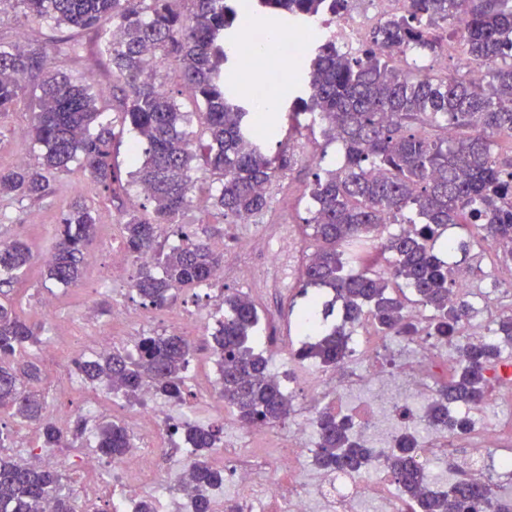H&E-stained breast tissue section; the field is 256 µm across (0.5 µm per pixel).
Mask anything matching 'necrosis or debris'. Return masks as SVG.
Returning a JSON list of instances; mask_svg holds the SVG:
<instances>
[{"label":"necrosis or debris","mask_w":512,"mask_h":512,"mask_svg":"<svg viewBox=\"0 0 512 512\" xmlns=\"http://www.w3.org/2000/svg\"><path fill=\"white\" fill-rule=\"evenodd\" d=\"M375 2L379 9L374 14L344 15L321 26L320 35L361 43L397 0ZM449 295L476 302L477 318L462 329L458 343H439L425 335L379 336L362 326L349 338L348 366L326 372L307 364L303 410L289 423L281 450L254 448L256 428L226 429L223 447L213 458L224 470V482L209 494L211 512H226L232 504L239 512H407L397 483L382 464L359 471L313 468L319 444L313 417L325 406L351 418L353 437L368 448H393L403 433H413L419 442L416 463L428 489L447 492L460 480L485 483L492 489L495 512H512V386L500 397L467 408L465 428H434L422 419L432 384L447 379L462 345L491 342V326L500 311L477 281L459 279ZM125 419L136 448L113 459L108 477L98 457L82 456L88 480L76 487L75 497L105 501L109 512H140L146 504L156 510L170 487L182 483L194 457L185 450L173 466L156 468L155 458L169 451L170 416L151 398L128 409Z\"/></svg>","instance_id":"4bbe7bcc"}]
</instances>
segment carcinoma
I'll return each instance as SVG.
<instances>
[{
  "instance_id": "cac0c4a2",
  "label": "carcinoma",
  "mask_w": 512,
  "mask_h": 512,
  "mask_svg": "<svg viewBox=\"0 0 512 512\" xmlns=\"http://www.w3.org/2000/svg\"><path fill=\"white\" fill-rule=\"evenodd\" d=\"M25 17L53 28L91 30L100 53L112 63V78L123 85L117 119H101L94 87L50 66L53 55L77 54L70 39L51 38L32 48L0 39V115L12 111L26 93L38 100L29 130L41 150L37 166L0 169V199L42 198L53 176L78 165L114 201L125 186L113 146L131 134L130 177L146 188L143 202L121 211V238L134 258L144 252L132 288L143 304L163 308L184 290L203 288L222 255L211 243L183 231L176 218L192 202L189 172L194 160L184 130L186 115L161 79L146 76L166 60L180 65L184 82L199 105L201 135L208 142L206 164L219 176L211 207L226 219L256 218L268 206V189L295 163V141L315 130L336 144V166L309 184L311 217L306 233L311 260L299 279L306 308L296 317V334L317 333L297 351L300 361L326 367L345 363L351 329L368 323L382 336H417L413 308L433 311L426 335L450 343L469 323L474 307L448 300L453 287L448 251L467 244L442 243L448 227L476 230L512 261V156L497 152L512 145V0H404L401 13L379 22L358 46L321 38L308 44L303 80L283 92L289 104L288 137L267 153L264 132L279 121L262 119L252 93L227 81L224 64L244 67L234 48L235 22L253 9L250 0H14ZM263 13L291 23H313L348 12L351 0H258ZM459 52L486 67L482 77L424 72L410 66L416 50L438 56ZM97 210L78 197L63 213L52 246L48 280L75 286L82 278L83 251L96 240ZM389 224H407L396 234ZM32 259L20 238L0 241V413L37 425L43 448H81L84 423L59 427L44 412L36 390L41 371L32 351L43 344L45 324L16 308L11 291ZM410 288L411 299L404 293ZM333 299L324 315L340 305L341 323L316 331L312 310L320 292ZM224 313L211 333L219 369L217 393L242 425L285 421L292 400L269 374L268 350L251 338L266 326L262 310L246 294L225 295ZM495 332L512 345V314L495 319ZM194 347L183 336H144L132 356L118 349L76 361L92 387L104 386L138 401L153 394L187 403L186 373ZM502 362L497 345H467L459 365L441 382L425 421L456 429L465 421L448 406H476L487 399V373ZM320 447L314 464L323 470H358L382 462L405 501L420 512H486L491 489L470 496L464 482L446 495L423 492L425 477L415 464V438L406 433L398 446L376 453L349 434L351 422L329 409L316 416ZM220 426L185 423L170 433L195 454L189 512H210L209 490L224 482L211 466L221 443ZM10 432L0 429V512H75V485L62 466L38 456L7 453ZM96 454L112 459L132 448L127 427L103 420L97 425Z\"/></svg>"
}]
</instances>
